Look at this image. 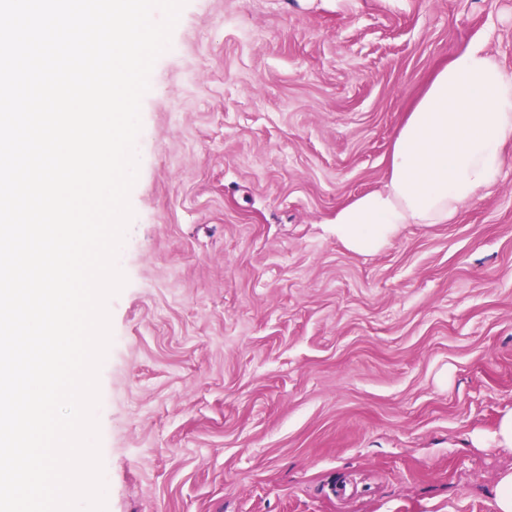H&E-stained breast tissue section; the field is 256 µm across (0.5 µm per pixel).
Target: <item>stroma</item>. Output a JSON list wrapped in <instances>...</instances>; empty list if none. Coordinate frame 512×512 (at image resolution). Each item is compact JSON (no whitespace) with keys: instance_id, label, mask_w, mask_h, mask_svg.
<instances>
[{"instance_id":"1","label":"stroma","mask_w":512,"mask_h":512,"mask_svg":"<svg viewBox=\"0 0 512 512\" xmlns=\"http://www.w3.org/2000/svg\"><path fill=\"white\" fill-rule=\"evenodd\" d=\"M474 40L512 76V0H187L108 303L107 512H496L512 143L448 223L371 255L323 230Z\"/></svg>"}]
</instances>
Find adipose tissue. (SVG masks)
I'll list each match as a JSON object with an SVG mask.
<instances>
[{
	"label": "adipose tissue",
	"mask_w": 512,
	"mask_h": 512,
	"mask_svg": "<svg viewBox=\"0 0 512 512\" xmlns=\"http://www.w3.org/2000/svg\"><path fill=\"white\" fill-rule=\"evenodd\" d=\"M512 142V77L485 44L458 52L397 132L384 190L342 206L326 232L350 251L384 250L408 224H445L487 192Z\"/></svg>",
	"instance_id": "obj_1"
}]
</instances>
